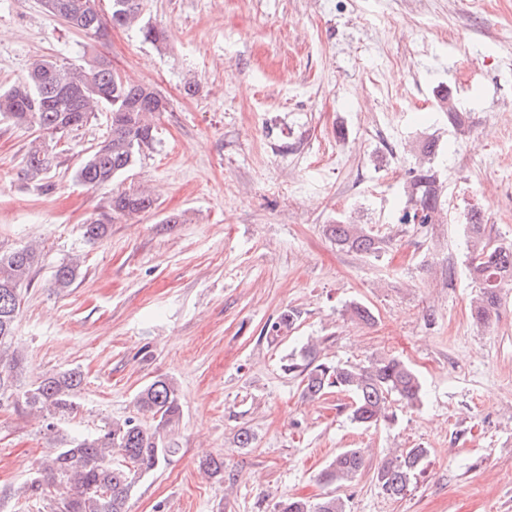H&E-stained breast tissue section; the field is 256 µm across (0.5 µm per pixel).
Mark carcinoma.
I'll use <instances>...</instances> for the list:
<instances>
[{
	"mask_svg": "<svg viewBox=\"0 0 512 512\" xmlns=\"http://www.w3.org/2000/svg\"><path fill=\"white\" fill-rule=\"evenodd\" d=\"M61 9L48 12L56 20H74V29L100 39L111 28L136 25L141 14L140 0H109L102 12L97 0H53ZM161 95L150 85L134 82L99 57L91 64L76 66L64 60H34L27 74L7 88H0V121L33 126L35 137L24 157L23 178L42 192L54 185L46 181L58 158L50 144L57 135L85 124L95 112L105 108L111 114L108 137L92 150L75 172L76 179L92 188H106L133 165L141 149L153 140V117L160 111ZM409 206L400 217L402 224H429L443 210L442 185L431 163L413 170ZM155 200L146 192L112 194L107 210L83 225L84 237L102 238L107 225L153 208ZM469 237L468 271L479 284V294L471 305V315L480 325L489 323L497 309L501 292L512 286V245L498 243L486 234L481 211L466 217ZM330 238L337 246L360 254L381 250L385 240L362 224H330ZM38 247L30 245L11 252L0 251V402L15 394L19 356L9 351L21 305V288L34 279ZM77 263L60 265L54 275L56 288H68L76 276ZM297 313L282 312L267 333L276 339L293 328ZM320 344H304L288 362V371L301 377L302 392L322 397L336 389L353 395L351 419L360 426L389 424L394 420L388 397L396 395L408 406L422 402L423 384L418 374L396 356H381L365 364H328L320 360ZM81 385L75 370L40 376L23 391L26 407L54 419L74 411V394ZM138 412L150 422L135 417L113 419L94 436L61 442L55 456L39 462L35 475L23 486V493L49 501L50 512H127L135 480L160 469L178 453L169 434L181 420L180 394L166 375L154 377L137 395ZM427 456L425 448H408L385 457L374 472L382 491L401 498L416 478ZM365 468L364 453L348 448L338 453L321 473L327 484H343L359 477ZM202 469L211 477L224 476V456H209ZM273 512H346L344 501L330 495L313 503L303 497H288Z\"/></svg>",
	"mask_w": 512,
	"mask_h": 512,
	"instance_id": "carcinoma-1",
	"label": "carcinoma"
}]
</instances>
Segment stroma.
Instances as JSON below:
<instances>
[{
  "instance_id": "stroma-1",
  "label": "stroma",
  "mask_w": 512,
  "mask_h": 512,
  "mask_svg": "<svg viewBox=\"0 0 512 512\" xmlns=\"http://www.w3.org/2000/svg\"><path fill=\"white\" fill-rule=\"evenodd\" d=\"M141 21L164 41L135 27L96 40L40 0H0V85L36 58L103 56L167 102L153 143L107 191L75 178L110 132L107 110L60 138L46 194L21 176L35 129L0 123V249L40 251L17 383L46 370L84 377L55 430L0 406V512H48L21 492L37 461L134 414L161 374L181 397L178 452L137 480L129 512H272L289 496L327 495L347 512H512V291L488 325L473 322L463 227L476 208L492 238L512 243V0H142ZM444 89L464 126L449 124ZM428 141L443 218L403 224ZM143 188L152 210L85 241L109 192ZM339 220L390 242L371 256L339 250L326 232ZM74 259V284L54 288ZM354 303L372 325L352 318ZM289 308L295 329L270 341ZM310 340L327 363L399 356L423 382L421 405L391 400L394 422L367 429L351 421L349 393L304 398L286 365ZM418 446L428 454L409 491L384 494L374 468ZM346 448L367 449L365 471L323 483ZM209 454L224 456L223 478L201 471Z\"/></svg>"
}]
</instances>
